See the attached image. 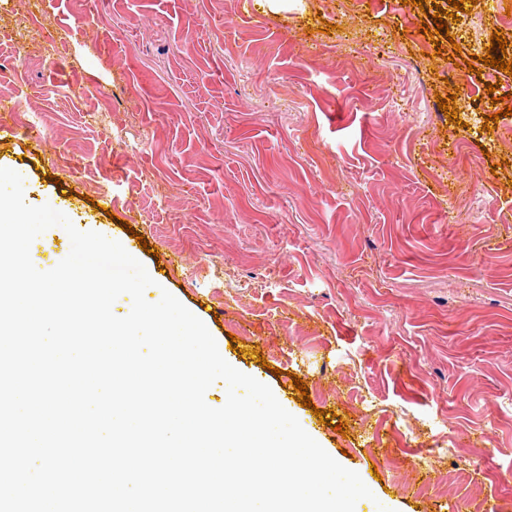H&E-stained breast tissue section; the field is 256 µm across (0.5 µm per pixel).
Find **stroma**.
I'll use <instances>...</instances> for the list:
<instances>
[{"label":"stroma","mask_w":512,"mask_h":512,"mask_svg":"<svg viewBox=\"0 0 512 512\" xmlns=\"http://www.w3.org/2000/svg\"><path fill=\"white\" fill-rule=\"evenodd\" d=\"M447 6L0 0V167L32 206L72 189L79 230L144 235L146 299L360 476L355 512H512V116L485 90L512 76L483 62L512 0L430 40Z\"/></svg>","instance_id":"1"}]
</instances>
